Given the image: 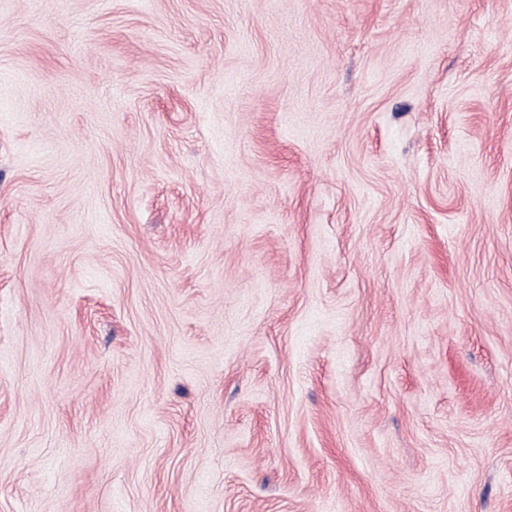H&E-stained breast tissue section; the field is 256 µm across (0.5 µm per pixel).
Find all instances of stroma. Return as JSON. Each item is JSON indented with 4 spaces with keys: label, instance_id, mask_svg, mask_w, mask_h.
<instances>
[{
    "label": "stroma",
    "instance_id": "stroma-1",
    "mask_svg": "<svg viewBox=\"0 0 512 512\" xmlns=\"http://www.w3.org/2000/svg\"><path fill=\"white\" fill-rule=\"evenodd\" d=\"M0 512H512V0H0Z\"/></svg>",
    "mask_w": 512,
    "mask_h": 512
}]
</instances>
